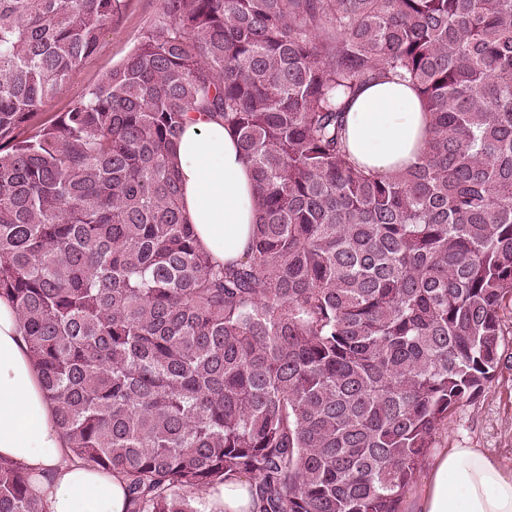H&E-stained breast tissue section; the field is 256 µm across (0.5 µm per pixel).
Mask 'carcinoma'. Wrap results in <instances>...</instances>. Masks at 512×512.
I'll return each instance as SVG.
<instances>
[{
    "mask_svg": "<svg viewBox=\"0 0 512 512\" xmlns=\"http://www.w3.org/2000/svg\"><path fill=\"white\" fill-rule=\"evenodd\" d=\"M66 111H39L125 0H0V295L72 461L129 512H401L448 416L495 380L512 307V0H159ZM409 80L417 165L358 169L345 102ZM190 112L230 127L252 251L215 264L170 163ZM0 512H43L0 458ZM255 482L242 478L229 487L218 488L219 491H210L205 495L206 512H249L253 508L250 488Z\"/></svg>",
    "mask_w": 512,
    "mask_h": 512,
    "instance_id": "1",
    "label": "carcinoma"
}]
</instances>
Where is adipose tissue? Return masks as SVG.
Listing matches in <instances>:
<instances>
[{"mask_svg":"<svg viewBox=\"0 0 512 512\" xmlns=\"http://www.w3.org/2000/svg\"><path fill=\"white\" fill-rule=\"evenodd\" d=\"M345 147L350 161L387 176L424 157L430 115L411 83L383 81L347 104ZM172 161L181 179L180 209L199 249L214 262L245 257L253 241L255 187L234 133L222 121L191 113ZM54 409L46 398L20 331L15 304L0 297V457L33 475L43 512H127L118 475L67 457ZM252 480L207 492L206 512H251ZM414 512H512V474L480 448H439L413 502Z\"/></svg>","mask_w":512,"mask_h":512,"instance_id":"obj_1","label":"adipose tissue"}]
</instances>
